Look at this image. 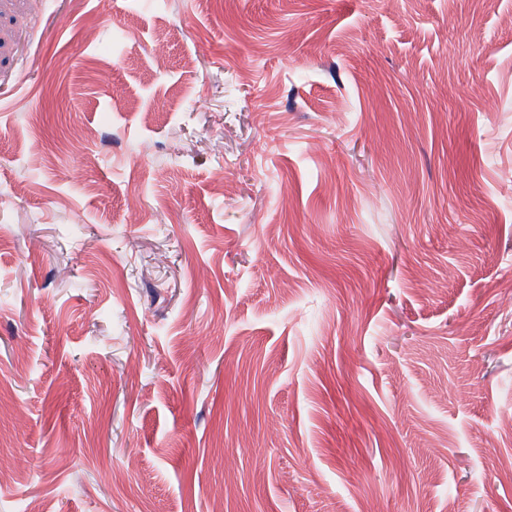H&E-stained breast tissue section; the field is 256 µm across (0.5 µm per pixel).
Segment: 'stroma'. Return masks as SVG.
Returning <instances> with one entry per match:
<instances>
[{
	"label": "stroma",
	"mask_w": 512,
	"mask_h": 512,
	"mask_svg": "<svg viewBox=\"0 0 512 512\" xmlns=\"http://www.w3.org/2000/svg\"><path fill=\"white\" fill-rule=\"evenodd\" d=\"M510 419L512 0H0V512H512Z\"/></svg>",
	"instance_id": "stroma-1"
}]
</instances>
